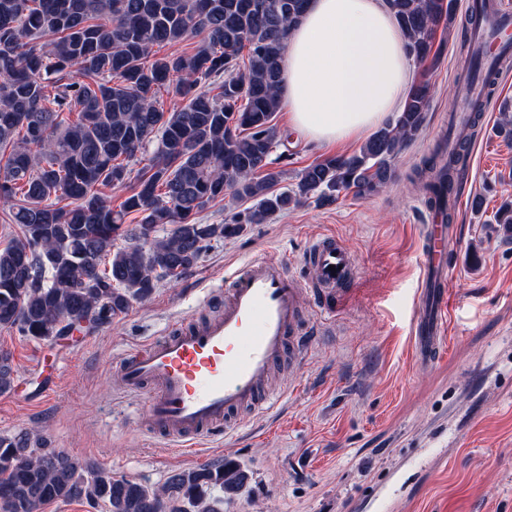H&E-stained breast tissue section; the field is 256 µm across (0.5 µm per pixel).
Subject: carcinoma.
I'll return each instance as SVG.
<instances>
[{"label": "carcinoma", "instance_id": "cac0c4a2", "mask_svg": "<svg viewBox=\"0 0 512 512\" xmlns=\"http://www.w3.org/2000/svg\"><path fill=\"white\" fill-rule=\"evenodd\" d=\"M411 52L438 58L434 38L452 23L457 0H387ZM308 0H0V210L22 237L0 249V327L53 342L112 323L163 279L176 280L211 240L266 224L313 198L367 195L391 178V165L420 134L430 88L410 90L395 119L359 153L315 162L295 188L270 192L280 139L273 124L285 35ZM486 5L470 9L471 86L489 88L502 60L484 62L480 26ZM203 35L191 52L156 54ZM247 52L245 68L238 59ZM181 106L166 112L157 95ZM497 133L512 142V103L499 106ZM478 123L452 147L438 146L418 169L428 204L444 209L443 188L464 163ZM152 165L120 205L98 192L121 187L151 143ZM256 204L224 224L197 215L226 192ZM140 224L124 231L127 214ZM512 237V203L493 215ZM171 234L153 236L159 225ZM135 243L124 247L117 238ZM13 384L0 351V392ZM247 475L216 460L177 471L159 489L116 476L30 436H0V507L40 512L55 501H84L105 512H222L216 490L237 494Z\"/></svg>", "mask_w": 512, "mask_h": 512}]
</instances>
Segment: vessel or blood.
Segmentation results:
<instances>
[{"instance_id": "1", "label": "vessel or blood", "mask_w": 512, "mask_h": 512, "mask_svg": "<svg viewBox=\"0 0 512 512\" xmlns=\"http://www.w3.org/2000/svg\"><path fill=\"white\" fill-rule=\"evenodd\" d=\"M453 232L437 213L422 227L423 301L413 313L411 335L423 366L438 361L446 349ZM305 261L311 269L307 276L288 273L282 261L250 260L226 284L219 311L184 318L120 361L123 389L143 397V420L170 449H197L237 426L241 414L267 413L282 399V392L267 386L273 367L286 356L302 364L313 342L302 296L313 300L324 319L334 318L349 294L354 264L330 237L309 243Z\"/></svg>"}]
</instances>
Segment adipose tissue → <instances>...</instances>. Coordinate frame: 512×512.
Listing matches in <instances>:
<instances>
[{"label":"adipose tissue","instance_id":"1","mask_svg":"<svg viewBox=\"0 0 512 512\" xmlns=\"http://www.w3.org/2000/svg\"><path fill=\"white\" fill-rule=\"evenodd\" d=\"M285 43L278 94L308 139L365 136L402 106L413 67L386 0H310Z\"/></svg>","mask_w":512,"mask_h":512}]
</instances>
